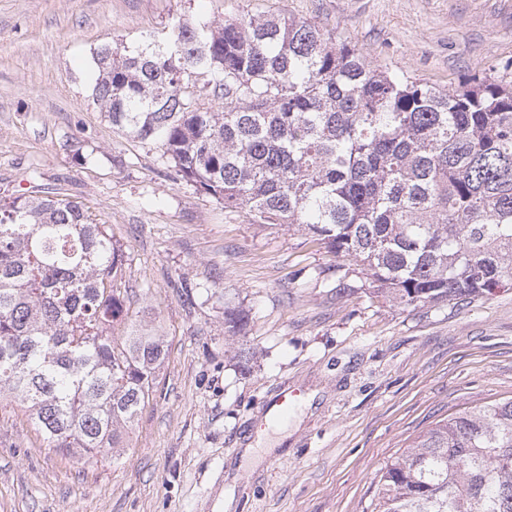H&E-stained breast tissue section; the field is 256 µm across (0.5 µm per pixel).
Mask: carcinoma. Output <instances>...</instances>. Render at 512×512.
<instances>
[{
    "label": "carcinoma",
    "mask_w": 512,
    "mask_h": 512,
    "mask_svg": "<svg viewBox=\"0 0 512 512\" xmlns=\"http://www.w3.org/2000/svg\"><path fill=\"white\" fill-rule=\"evenodd\" d=\"M94 95L184 180L355 259L405 305L512 284V63L438 88L287 13L177 21L102 48ZM209 80L195 85L191 75ZM122 249L58 191L0 203V397L44 440L109 457L163 337L126 320ZM372 512H512V400L442 420L376 476Z\"/></svg>",
    "instance_id": "obj_1"
}]
</instances>
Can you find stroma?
Wrapping results in <instances>:
<instances>
[{"instance_id": "35a3bbf8", "label": "stroma", "mask_w": 512, "mask_h": 512, "mask_svg": "<svg viewBox=\"0 0 512 512\" xmlns=\"http://www.w3.org/2000/svg\"><path fill=\"white\" fill-rule=\"evenodd\" d=\"M278 9L440 88L512 60V0H0V199L59 188L106 225L129 322L167 345L113 457L47 447L0 403V512H370L390 458L448 415L512 400V288L389 301L313 234L178 177L93 98L102 46ZM292 385L287 421H263ZM299 392L300 389L296 387L279 389L275 395L265 403L263 418L272 420L284 416Z\"/></svg>"}]
</instances>
